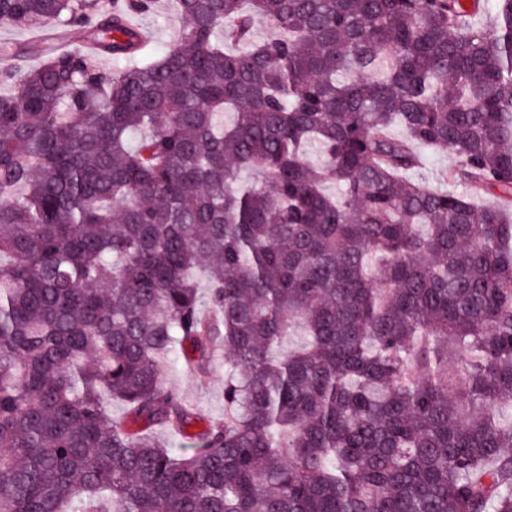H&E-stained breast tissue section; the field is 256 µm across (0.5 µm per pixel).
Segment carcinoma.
Listing matches in <instances>:
<instances>
[{"label": "carcinoma", "mask_w": 512, "mask_h": 512, "mask_svg": "<svg viewBox=\"0 0 512 512\" xmlns=\"http://www.w3.org/2000/svg\"><path fill=\"white\" fill-rule=\"evenodd\" d=\"M156 2L0 0V512H512V0ZM157 10L150 16H132L134 25H147L154 34L155 53L163 52L179 38L186 20L181 19L175 0H157ZM166 379L185 400L207 417H224V351L217 353L214 362L203 375L177 364L167 371Z\"/></svg>", "instance_id": "carcinoma-1"}]
</instances>
